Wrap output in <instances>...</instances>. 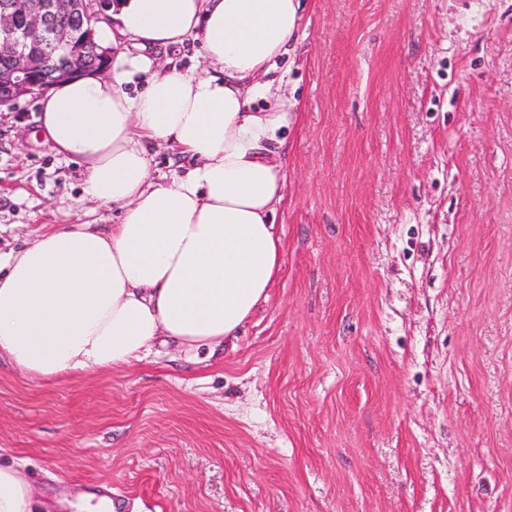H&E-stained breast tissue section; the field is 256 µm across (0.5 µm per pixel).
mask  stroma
Returning <instances> with one entry per match:
<instances>
[{"label":"stroma","mask_w":512,"mask_h":512,"mask_svg":"<svg viewBox=\"0 0 512 512\" xmlns=\"http://www.w3.org/2000/svg\"><path fill=\"white\" fill-rule=\"evenodd\" d=\"M266 302L215 353L41 381L0 465L45 512H512V0H304ZM0 107V251L109 226Z\"/></svg>","instance_id":"obj_1"}]
</instances>
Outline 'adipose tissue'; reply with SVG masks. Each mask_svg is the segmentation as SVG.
I'll return each instance as SVG.
<instances>
[{
    "label": "adipose tissue",
    "mask_w": 512,
    "mask_h": 512,
    "mask_svg": "<svg viewBox=\"0 0 512 512\" xmlns=\"http://www.w3.org/2000/svg\"><path fill=\"white\" fill-rule=\"evenodd\" d=\"M102 42L129 39L109 75L53 86L39 126L77 162L85 200L117 224H61L0 254V360L40 380L141 360L155 344L197 351L236 336L280 268L275 215L285 198L284 109L270 80L301 20L300 0H118ZM198 42L210 74L157 64ZM146 85L131 93L138 80ZM192 160L163 181L151 145ZM28 480L0 466V512H33Z\"/></svg>",
    "instance_id": "adipose-tissue-1"
}]
</instances>
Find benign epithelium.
Listing matches in <instances>:
<instances>
[{
	"mask_svg": "<svg viewBox=\"0 0 512 512\" xmlns=\"http://www.w3.org/2000/svg\"><path fill=\"white\" fill-rule=\"evenodd\" d=\"M112 0H0V101L43 94L86 75H104L112 48L96 40V26Z\"/></svg>",
	"mask_w": 512,
	"mask_h": 512,
	"instance_id": "benign-epithelium-1",
	"label": "benign epithelium"
}]
</instances>
